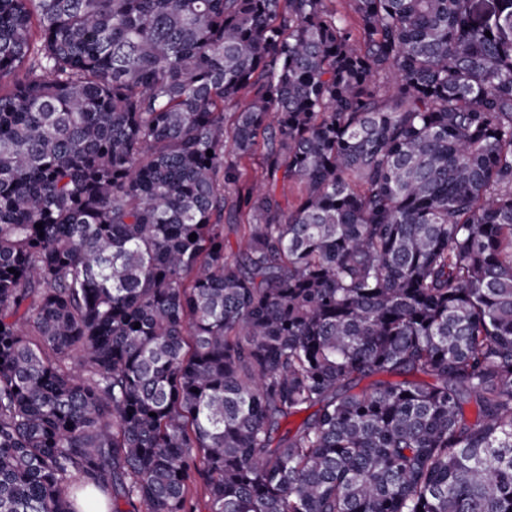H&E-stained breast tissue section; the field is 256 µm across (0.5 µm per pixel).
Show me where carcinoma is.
<instances>
[{
	"label": "carcinoma",
	"mask_w": 512,
	"mask_h": 512,
	"mask_svg": "<svg viewBox=\"0 0 512 512\" xmlns=\"http://www.w3.org/2000/svg\"><path fill=\"white\" fill-rule=\"evenodd\" d=\"M349 2L0 0V512H512V0Z\"/></svg>",
	"instance_id": "obj_1"
}]
</instances>
